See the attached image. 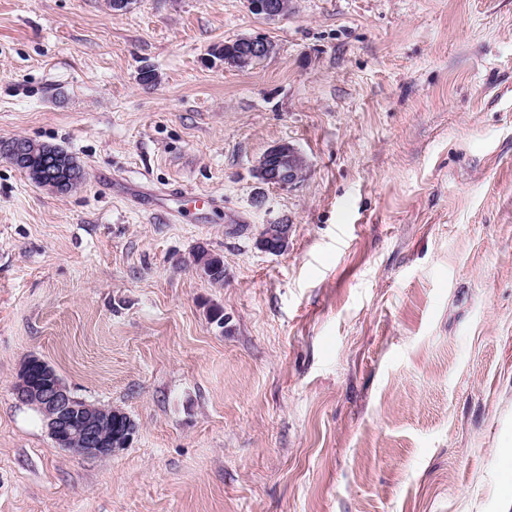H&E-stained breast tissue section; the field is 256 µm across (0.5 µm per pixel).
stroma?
<instances>
[{
	"label": "stroma",
	"instance_id": "1",
	"mask_svg": "<svg viewBox=\"0 0 512 512\" xmlns=\"http://www.w3.org/2000/svg\"><path fill=\"white\" fill-rule=\"evenodd\" d=\"M14 136L85 179L0 157V512H512V0H0ZM184 188L218 207L150 215ZM32 357L132 443L57 446ZM241 42L242 52L237 60L240 64L255 62L269 49L268 41L260 37H245ZM300 151L288 142L272 145L259 160L257 169L265 181L280 188L297 185ZM194 262L198 267H203L210 281L214 283L224 282L226 273L224 261L220 257L211 255L204 249H199L194 255Z\"/></svg>",
	"mask_w": 512,
	"mask_h": 512
}]
</instances>
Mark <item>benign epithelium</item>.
Masks as SVG:
<instances>
[{"mask_svg":"<svg viewBox=\"0 0 512 512\" xmlns=\"http://www.w3.org/2000/svg\"><path fill=\"white\" fill-rule=\"evenodd\" d=\"M250 9L266 18L277 17L286 10L284 0H248ZM268 41L260 37L242 40L241 64H249L267 53ZM11 154L25 163L29 145L23 137L0 139V153ZM300 151L288 142L277 143L264 153L257 169L265 181L280 188L299 183ZM17 398L33 406L42 416L49 435L55 442L75 452L91 456H110L133 441L135 430L126 427L118 434H108L105 422L116 411L90 404L78 405L66 384L57 377L50 365L39 358H30L20 371L15 387Z\"/></svg>","mask_w":512,"mask_h":512,"instance_id":"obj_1","label":"benign epithelium"}]
</instances>
